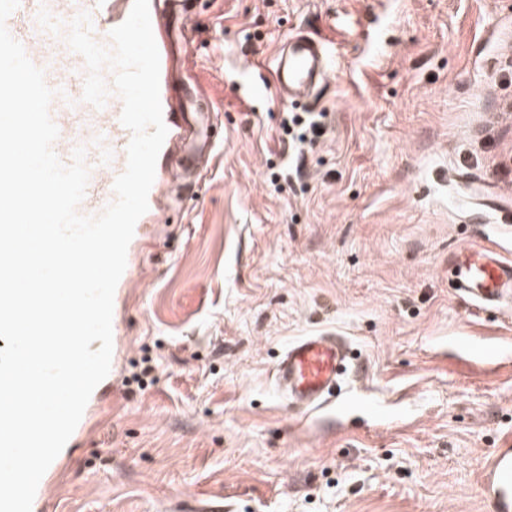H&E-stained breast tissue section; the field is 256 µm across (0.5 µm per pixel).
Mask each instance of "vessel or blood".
<instances>
[{"label": "vessel or blood", "mask_w": 512, "mask_h": 512, "mask_svg": "<svg viewBox=\"0 0 512 512\" xmlns=\"http://www.w3.org/2000/svg\"><path fill=\"white\" fill-rule=\"evenodd\" d=\"M111 0H19L8 17L6 27L24 47L31 62L42 69L47 85L55 95L50 115L59 135L53 149L63 164H71L77 147L86 150L89 168L86 194L78 206L80 214L100 215L115 199L113 185L127 164V147L132 134L120 121L122 100L109 94L104 107L83 101L87 74L84 58L67 44L68 24L78 14L89 13L91 35L111 46ZM149 12L160 55V82L168 84L181 62L171 52L173 32L168 16L185 13L183 0H169L159 6L150 0ZM330 61L327 48L317 35L295 31L279 48L268 69V78L285 102L314 100L329 81ZM168 134L160 151L169 167H176L184 140V128L176 118V109L168 96L160 98ZM457 288L484 306L512 303V262L482 245L464 247L455 266ZM347 364L345 344L333 336H303L288 344L279 357L274 378L279 392L287 395L297 409L309 412L328 403ZM112 396V388L99 383L84 414L68 441L79 447L88 431L93 414ZM68 457L59 454L39 483L32 510L40 512L45 490L66 465ZM481 489L490 504V512H512V448H500L485 461Z\"/></svg>", "instance_id": "b4317fda"}]
</instances>
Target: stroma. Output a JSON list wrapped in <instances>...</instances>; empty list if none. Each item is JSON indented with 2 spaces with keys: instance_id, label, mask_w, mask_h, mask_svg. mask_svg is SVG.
Wrapping results in <instances>:
<instances>
[{
  "instance_id": "stroma-1",
  "label": "stroma",
  "mask_w": 512,
  "mask_h": 512,
  "mask_svg": "<svg viewBox=\"0 0 512 512\" xmlns=\"http://www.w3.org/2000/svg\"><path fill=\"white\" fill-rule=\"evenodd\" d=\"M176 81L207 99L213 159L120 296L112 400L43 512H489L512 447V310L454 285L459 250L512 260V0H191ZM323 37L332 71L296 150L270 64ZM353 369L301 414L274 386L293 340ZM145 389L131 384L143 361ZM481 490L491 512L512 511V448H498L484 462Z\"/></svg>"
}]
</instances>
